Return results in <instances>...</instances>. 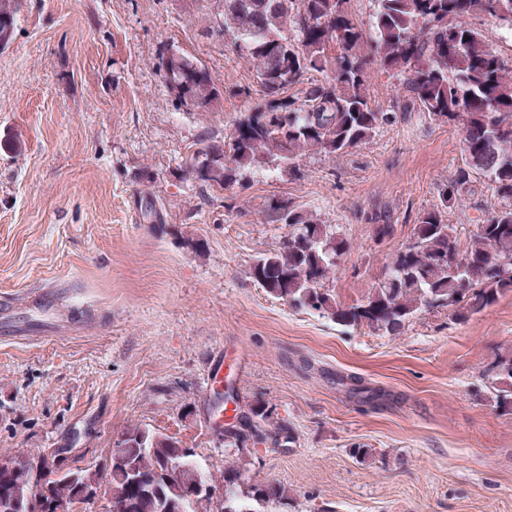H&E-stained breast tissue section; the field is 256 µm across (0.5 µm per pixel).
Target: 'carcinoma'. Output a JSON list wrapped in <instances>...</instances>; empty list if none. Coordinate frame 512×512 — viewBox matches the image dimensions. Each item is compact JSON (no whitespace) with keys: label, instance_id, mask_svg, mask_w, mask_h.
Wrapping results in <instances>:
<instances>
[{"label":"carcinoma","instance_id":"obj_1","mask_svg":"<svg viewBox=\"0 0 512 512\" xmlns=\"http://www.w3.org/2000/svg\"><path fill=\"white\" fill-rule=\"evenodd\" d=\"M371 34L353 18L350 0H224L221 23L231 47L252 62L263 98L236 119L224 141L209 146L191 167L204 182L229 186L258 163L295 177L308 151L343 154L391 124L397 113L371 104L368 72L372 63L400 76L399 108L426 112L435 120L461 126L465 164L456 169L440 196V207L418 215L415 245L392 260L386 277L359 304L342 306L323 287L346 241L285 200L268 205L269 222L293 228L274 251L258 257L251 275L267 293L297 309L315 310L345 327L367 326L398 333L423 308H457L465 319L512 291V57L488 47L469 22L495 20L512 34V0H373ZM21 0H0V39H13ZM162 68L180 102L209 110L223 96L207 68L175 49ZM309 72L326 79L304 95L288 90ZM481 175L500 205L467 243L444 218L448 203ZM497 406L512 411V357L501 360L491 382ZM125 455L113 462L112 512H265L288 500L279 484H241L235 466L212 470L173 436L146 426L121 431ZM18 479L30 484L35 458L10 455ZM179 463L199 481L224 490V506L200 496L180 508L177 485L164 480ZM91 469L67 471L48 480L44 512L70 503Z\"/></svg>","mask_w":512,"mask_h":512}]
</instances>
